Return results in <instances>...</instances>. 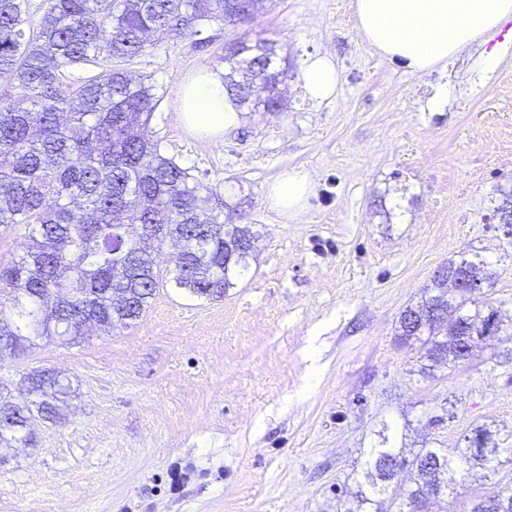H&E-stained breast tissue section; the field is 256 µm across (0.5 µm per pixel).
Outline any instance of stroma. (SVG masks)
<instances>
[{"label": "stroma", "mask_w": 512, "mask_h": 512, "mask_svg": "<svg viewBox=\"0 0 512 512\" xmlns=\"http://www.w3.org/2000/svg\"><path fill=\"white\" fill-rule=\"evenodd\" d=\"M247 32L277 40L288 109L244 113L219 139L188 130L177 99L198 70H223L231 29L161 35L127 69L161 97L149 129L168 155L259 233L256 260L223 298L166 277L113 334L1 358L2 395L43 370L73 392L62 422L34 421L35 446L0 445V512H346L380 421L405 428L406 448L437 439L452 454L476 425L512 433L502 343L424 379L396 334L437 267L468 251L496 273L486 298L512 307V230L495 212L512 187V47L489 74L474 46L414 75L367 45L354 0H273ZM317 53L339 70L322 103L298 78ZM441 84L447 110L425 111ZM294 169L314 192L290 220L267 187Z\"/></svg>", "instance_id": "stroma-1"}]
</instances>
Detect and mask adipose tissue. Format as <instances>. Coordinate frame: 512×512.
<instances>
[{"label":"adipose tissue","instance_id":"ef3b65f1","mask_svg":"<svg viewBox=\"0 0 512 512\" xmlns=\"http://www.w3.org/2000/svg\"><path fill=\"white\" fill-rule=\"evenodd\" d=\"M355 12L366 43L378 55L421 74L447 66L465 47L486 44L512 22V0H355ZM302 82L312 99H331L339 82L333 58H306ZM178 104L189 130L213 138L242 120L220 71L200 70L181 89ZM313 190L309 175L293 170L269 186L267 198L283 215L293 217L304 210Z\"/></svg>","mask_w":512,"mask_h":512}]
</instances>
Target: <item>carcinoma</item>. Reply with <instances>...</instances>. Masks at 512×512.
Here are the masks:
<instances>
[{
  "label": "carcinoma",
  "instance_id": "obj_1",
  "mask_svg": "<svg viewBox=\"0 0 512 512\" xmlns=\"http://www.w3.org/2000/svg\"><path fill=\"white\" fill-rule=\"evenodd\" d=\"M268 2L43 0L34 25L31 0H0V83L15 89L0 98V227L28 228L22 253L0 259V359L44 336L75 343L91 327L108 334L139 319L163 279L169 240L184 249L172 281L193 295L222 298L249 270L246 244L231 247L235 231L221 221V196L149 135L160 101L154 84L133 80L124 65L153 48L161 32L200 35L216 22L236 31ZM233 43L237 51L220 57L229 68L226 89L247 109L253 90L282 81L285 69L277 65V41ZM93 64L104 70L66 82L68 69ZM117 288L132 309L113 305ZM445 291L431 283L398 318L397 336L419 344L417 372L425 377L463 363L449 348L453 327L473 341L512 342L505 302L479 304L464 291L448 300L447 324L419 325ZM27 383L22 401L0 399V442L32 447L33 421L61 419L57 402L69 385L49 371ZM396 439V427L381 421L364 454L357 507L348 512H383L387 500L398 512L424 510L429 474L446 486L512 466L509 438L485 426L454 455L425 444L409 458Z\"/></svg>",
  "mask_w": 512,
  "mask_h": 512
}]
</instances>
